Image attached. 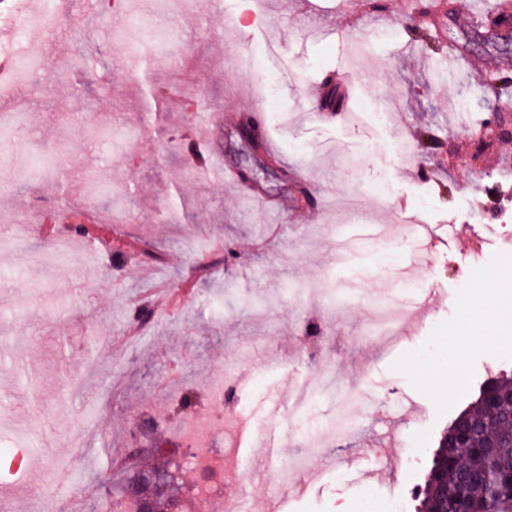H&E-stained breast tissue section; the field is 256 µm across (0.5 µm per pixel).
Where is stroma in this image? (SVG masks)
Segmentation results:
<instances>
[{
  "label": "stroma",
  "instance_id": "35a3bbf8",
  "mask_svg": "<svg viewBox=\"0 0 512 512\" xmlns=\"http://www.w3.org/2000/svg\"><path fill=\"white\" fill-rule=\"evenodd\" d=\"M11 2L0 0V57L47 68L38 91L20 83V104L0 105V122L24 132L0 165V277L13 282L0 288V400L13 404L0 444L38 454L0 482V512H107L128 477L156 466L157 443L175 451L179 512H205L203 483L243 512L273 498L287 512H355L392 494L418 512L449 420L488 373L512 370V142L491 135L512 130L501 103L512 18L484 16L490 0H275L261 14L255 0H120L97 23L104 67L80 42L47 51L37 30L19 35ZM334 70L353 86L349 102L322 83ZM260 105L253 145L238 128ZM215 165L280 200L283 216ZM380 180L390 195L376 205L367 191ZM62 208L109 222L92 237L47 232L41 212ZM404 213L433 229L429 266L411 267L412 236L392 252L381 238L344 250L351 225L390 228ZM406 280L431 290L426 311L405 316L398 340L376 337L377 300ZM481 288L490 339L449 366ZM311 353L357 393L346 410L316 397L302 428L346 433L320 448L285 440L273 458L238 448L240 489L191 463L180 433L210 414L209 379L239 382L225 412L265 430L264 404L308 389ZM396 439L388 472L379 450ZM328 458L321 486L269 479L286 462L307 473Z\"/></svg>",
  "mask_w": 512,
  "mask_h": 512
}]
</instances>
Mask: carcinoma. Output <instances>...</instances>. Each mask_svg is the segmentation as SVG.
Masks as SVG:
<instances>
[{"instance_id": "obj_1", "label": "carcinoma", "mask_w": 512, "mask_h": 512, "mask_svg": "<svg viewBox=\"0 0 512 512\" xmlns=\"http://www.w3.org/2000/svg\"><path fill=\"white\" fill-rule=\"evenodd\" d=\"M488 399H512V375L487 378L473 405L459 413L441 437L428 474L448 464L443 512H512V410H488L483 406ZM470 427L474 444H499L496 456L456 447L458 433Z\"/></svg>"}]
</instances>
